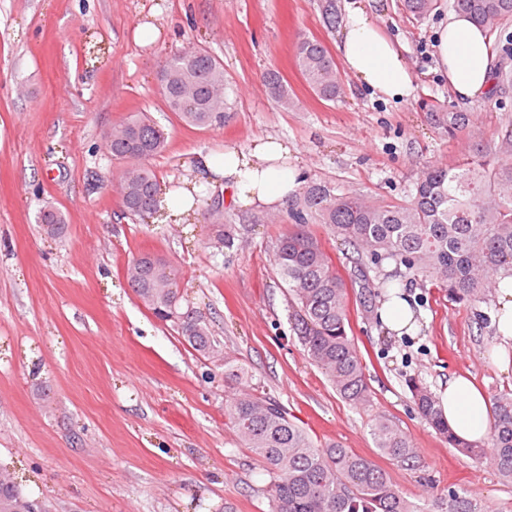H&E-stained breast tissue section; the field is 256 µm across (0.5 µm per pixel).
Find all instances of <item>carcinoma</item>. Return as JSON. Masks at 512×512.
<instances>
[{"label": "carcinoma", "instance_id": "cac0c4a2", "mask_svg": "<svg viewBox=\"0 0 512 512\" xmlns=\"http://www.w3.org/2000/svg\"><path fill=\"white\" fill-rule=\"evenodd\" d=\"M421 19L439 8L438 0H405ZM453 6L490 32L512 20V0H453ZM296 62L306 84L321 99L336 101L342 85L324 43L304 37ZM269 94L285 110L294 107L288 84L277 71L267 74ZM160 90L168 111L199 128L224 124V65L207 51L190 47L163 65ZM435 126L453 138L467 130L470 116L439 104L425 105ZM167 134L145 114H133L112 129L107 149L124 162L120 186L125 213L143 219L159 210L160 183L149 161L166 151ZM44 233L58 237L63 215L40 211ZM295 224L276 240L273 263L289 296V317L309 360L326 375L349 403L369 407L370 387L357 350L348 336L349 288L366 296L372 288L393 283L370 281L366 262L390 260L396 274L430 280L448 290V298L470 306L485 301L494 275L512 271V132L501 138L494 155L480 143L457 165L432 164L423 171L411 199L404 203H372L357 196H338L321 184L308 187L294 215ZM328 226L331 235L356 253L354 279L337 271L324 241L307 228L308 221ZM221 247L235 246L236 225H215ZM170 262L151 253L132 258L126 275L136 296L158 319L174 325L199 355L224 358V378L237 388L224 415L238 437L262 464L269 482L270 512H485L465 491L435 495L425 507L413 504L372 460L338 443L314 444L288 415V409L249 389L252 375L230 356H222L211 326L194 308L182 305L176 283L168 280ZM409 388L421 419L448 445L490 463L512 482V393L493 396L487 438L462 441L448 426L433 393L411 378ZM370 434L379 452L400 464L415 463L417 450L392 420L376 416ZM0 512H44L22 485L0 477Z\"/></svg>", "mask_w": 512, "mask_h": 512}]
</instances>
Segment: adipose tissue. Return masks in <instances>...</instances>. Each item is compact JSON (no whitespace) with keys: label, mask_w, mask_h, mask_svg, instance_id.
Wrapping results in <instances>:
<instances>
[{"label":"adipose tissue","mask_w":512,"mask_h":512,"mask_svg":"<svg viewBox=\"0 0 512 512\" xmlns=\"http://www.w3.org/2000/svg\"><path fill=\"white\" fill-rule=\"evenodd\" d=\"M336 52L347 72L372 94L387 102L414 99V74L404 48L381 30L369 0H351L346 5ZM434 57L437 70L447 73L457 102H472L489 91L495 65L490 37L466 16L449 14L436 33ZM303 171L297 150L271 136L255 139L244 148L200 153L187 162L181 199L168 201L167 216L175 224L194 223L198 207L193 192L217 187L229 191L241 210L283 209L299 192ZM496 304V354L506 372L512 370V276L499 277ZM440 407L457 437L467 441L486 438L491 402L470 379L462 375L449 378L440 392Z\"/></svg>","instance_id":"adipose-tissue-1"}]
</instances>
